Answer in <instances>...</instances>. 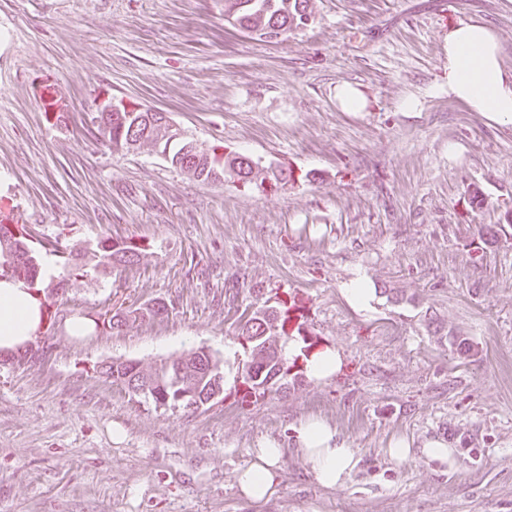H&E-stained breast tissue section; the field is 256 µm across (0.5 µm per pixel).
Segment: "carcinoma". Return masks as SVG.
I'll return each mask as SVG.
<instances>
[{
  "label": "carcinoma",
  "mask_w": 512,
  "mask_h": 512,
  "mask_svg": "<svg viewBox=\"0 0 512 512\" xmlns=\"http://www.w3.org/2000/svg\"><path fill=\"white\" fill-rule=\"evenodd\" d=\"M309 0H224V20L263 42H278L288 33L306 26V3ZM148 113L134 109L114 112L97 126L101 140L112 148L136 150L153 147L171 163L192 178L200 181H222L229 177L244 186L254 183L257 174L264 171L259 163L243 156H220L216 148L200 145L194 152H183L192 142L190 138L176 137L177 130L154 121L147 123ZM45 253L63 261L65 267L75 270L85 268L86 253L64 242L60 237L39 236L27 228L19 233L9 225L0 224V277L9 276L21 281L40 295L42 314L49 323L56 315L49 309L46 292L38 286L39 263L33 244ZM141 254V247L132 240L114 242L108 238L98 241L92 256L97 258L95 267L105 269L134 263ZM165 311V305L156 303L128 312H116L107 319L110 328L116 329L129 320L153 318ZM304 314L293 301L279 297L266 298L264 304L245 315L239 323L238 336L245 340L249 350L250 371L241 375L244 385L241 402L254 398L263 399L288 384V375L297 360L307 362L310 345L300 347L290 360L282 353L284 345L304 335ZM183 370L190 379L188 386H174L173 374ZM100 373L136 393L147 387L143 395L158 407H193L203 405L214 385L223 382L218 361L208 352L192 351L154 369H144L131 361L113 360L101 365Z\"/></svg>",
  "instance_id": "1"
}]
</instances>
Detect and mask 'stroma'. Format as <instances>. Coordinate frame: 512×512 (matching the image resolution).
I'll return each instance as SVG.
<instances>
[{"label": "stroma", "instance_id": "obj_1", "mask_svg": "<svg viewBox=\"0 0 512 512\" xmlns=\"http://www.w3.org/2000/svg\"><path fill=\"white\" fill-rule=\"evenodd\" d=\"M313 2V23L272 44L226 23L223 0H0V213L87 248L143 247L107 275L55 262V326L0 358V512H512V126L449 97L446 67L449 25L478 20L512 70V0ZM343 84L363 109L339 103ZM111 100L291 177L201 182L154 149H108L94 132ZM358 276L375 290L362 310L343 293ZM259 288L303 306L315 351L341 363L244 404L238 324ZM157 301L161 316L103 325ZM76 316L88 336L69 335ZM196 349L224 377L198 409L100 372ZM307 416L355 449L344 487L297 453ZM400 437L415 451L402 463L387 453ZM435 438L453 465L420 455ZM267 439L286 453L255 504L236 476Z\"/></svg>", "mask_w": 512, "mask_h": 512}]
</instances>
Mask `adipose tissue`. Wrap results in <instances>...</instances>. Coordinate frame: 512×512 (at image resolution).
I'll return each instance as SVG.
<instances>
[{"label":"adipose tissue","mask_w":512,"mask_h":512,"mask_svg":"<svg viewBox=\"0 0 512 512\" xmlns=\"http://www.w3.org/2000/svg\"><path fill=\"white\" fill-rule=\"evenodd\" d=\"M502 38L491 27L461 22L448 29V94L473 111L500 124H512V72L501 61ZM41 323L34 293L23 282L0 278V355L23 351L35 339ZM298 453L322 487L344 486L358 459L354 449L337 441V431L317 417L298 427ZM284 456L278 442L257 448L252 462L237 476L238 488L254 503L275 491L276 471Z\"/></svg>","instance_id":"1"}]
</instances>
